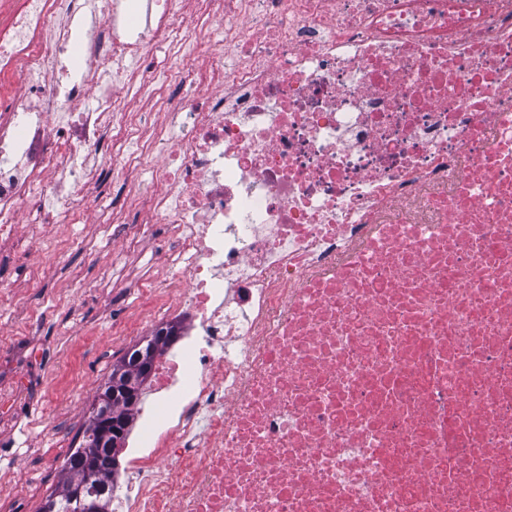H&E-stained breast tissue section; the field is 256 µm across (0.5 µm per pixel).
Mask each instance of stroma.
<instances>
[{
  "instance_id": "35a3bbf8",
  "label": "stroma",
  "mask_w": 512,
  "mask_h": 512,
  "mask_svg": "<svg viewBox=\"0 0 512 512\" xmlns=\"http://www.w3.org/2000/svg\"><path fill=\"white\" fill-rule=\"evenodd\" d=\"M0 248V512H39L60 490L99 393L138 336H120L148 305L151 258L166 243L154 225L113 263L101 225L24 224Z\"/></svg>"
}]
</instances>
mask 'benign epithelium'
<instances>
[{"instance_id": "benign-epithelium-1", "label": "benign epithelium", "mask_w": 512, "mask_h": 512, "mask_svg": "<svg viewBox=\"0 0 512 512\" xmlns=\"http://www.w3.org/2000/svg\"><path fill=\"white\" fill-rule=\"evenodd\" d=\"M155 359L156 353L153 350L144 347L139 349L133 367L115 371L112 379L101 390L95 407L101 437H88L80 447V454L87 464H93L103 446L112 449L120 447L129 420L115 418L112 409L123 405L133 406L138 402L141 387L151 374ZM68 512H107V505L97 489L82 484L72 489Z\"/></svg>"}]
</instances>
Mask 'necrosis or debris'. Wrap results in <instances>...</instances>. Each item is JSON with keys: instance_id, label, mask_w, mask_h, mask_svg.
Returning a JSON list of instances; mask_svg holds the SVG:
<instances>
[{"instance_id": "necrosis-or-debris-1", "label": "necrosis or debris", "mask_w": 512, "mask_h": 512, "mask_svg": "<svg viewBox=\"0 0 512 512\" xmlns=\"http://www.w3.org/2000/svg\"><path fill=\"white\" fill-rule=\"evenodd\" d=\"M0 78V244L167 229L114 512H512V0H0ZM123 175L120 171H112V168L106 167L103 171L101 183L99 187L94 190L90 198V206L94 208L99 203L101 198L102 205H112V195L116 194L117 190L121 187Z\"/></svg>"}]
</instances>
